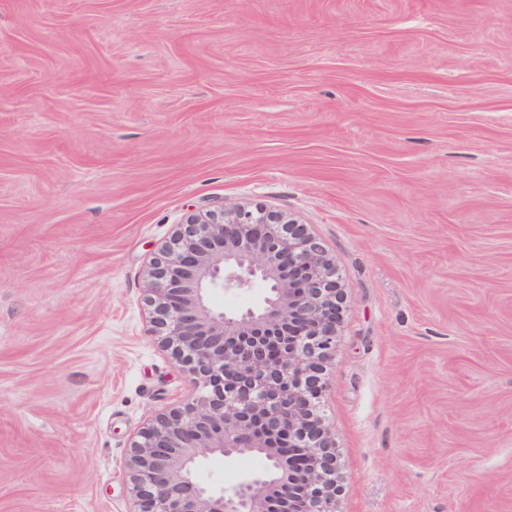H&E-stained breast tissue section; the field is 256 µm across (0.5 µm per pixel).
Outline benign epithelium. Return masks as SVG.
Listing matches in <instances>:
<instances>
[{"instance_id": "7a95c632", "label": "benign epithelium", "mask_w": 512, "mask_h": 512, "mask_svg": "<svg viewBox=\"0 0 512 512\" xmlns=\"http://www.w3.org/2000/svg\"><path fill=\"white\" fill-rule=\"evenodd\" d=\"M265 286L246 310L210 292ZM150 335L190 392L139 432L126 461L132 512H337V460L319 402L344 284L288 214L237 206L191 214L147 271ZM254 455L262 472L214 490L202 459Z\"/></svg>"}]
</instances>
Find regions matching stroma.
<instances>
[{
    "mask_svg": "<svg viewBox=\"0 0 512 512\" xmlns=\"http://www.w3.org/2000/svg\"><path fill=\"white\" fill-rule=\"evenodd\" d=\"M258 205L347 287L339 512H512V0H0V512H131L149 263Z\"/></svg>",
    "mask_w": 512,
    "mask_h": 512,
    "instance_id": "35a3bbf8",
    "label": "stroma"
}]
</instances>
